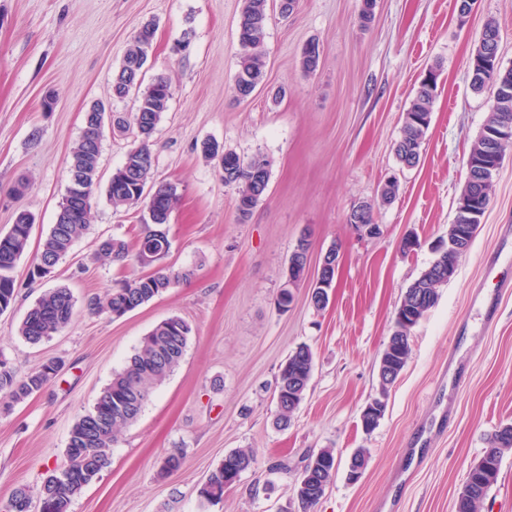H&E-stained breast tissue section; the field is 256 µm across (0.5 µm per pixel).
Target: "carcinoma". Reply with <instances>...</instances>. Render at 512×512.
<instances>
[{"mask_svg":"<svg viewBox=\"0 0 512 512\" xmlns=\"http://www.w3.org/2000/svg\"><path fill=\"white\" fill-rule=\"evenodd\" d=\"M268 0H244L240 16L238 43L239 70L235 76L234 91L244 94L256 89L264 77L262 48L266 37ZM481 35L492 41L478 44L470 57L469 69L474 74L472 86L481 90L493 88L496 104L490 109L483 131L470 150L468 159L482 161L489 156L504 155L508 140L493 142L488 131L497 126L512 127V68L486 71L487 60L493 57L491 49L498 48L499 31L495 22H487ZM155 30L133 35L123 64L112 81V96L125 99L135 95L136 112L130 118L108 117L105 112L85 113V127L70 152L68 173H76L82 191L66 189L58 203L56 222L43 240L38 262L30 271L32 279L51 274L55 266L71 250L74 242L89 228L93 200L99 187V160L106 123L123 130L136 129V139L126 154L124 163L112 171L106 196L113 208L119 209L144 202L147 189L157 190L151 209H142L140 223L144 232L134 243L108 238L99 247L100 256L117 262H134L148 267L162 259L170 250L167 234L158 227L169 223L173 206L178 202L177 187L154 179L156 158L151 141L167 111L173 92L169 81L159 75L143 84L145 66L152 48ZM435 85L423 84L405 113L402 136L395 146V157L404 167H415L420 162L421 144L431 122V103ZM203 155L217 160V172L224 184L236 188L238 211L245 220L266 193L269 183V161L257 154L245 160L232 150L219 155L216 143L206 141L201 146ZM470 173L465 192L488 208L493 187V175L477 167ZM35 217L32 213H17L9 230L0 233V313L15 301L16 280L13 272L29 245ZM463 251L448 250L426 269L408 288L401 305L422 315L437 302L439 290L448 283V269L457 268ZM191 272L171 274L159 267L121 281L102 296L92 297L87 308L121 318L156 296L174 287ZM75 300L66 287L43 293L27 312L18 327L19 334L31 343L60 332L72 321ZM412 327L400 325L393 330L378 366L379 396L376 414L364 422L365 431H372L386 407L389 388L397 381L411 352ZM192 333L191 325L178 316L156 325L141 340L139 348L125 367L116 373L103 389L93 408L81 416L69 431L66 448L67 462L54 471L43 483L36 512H68L74 495L98 478L110 465V449L120 429L135 421L153 388L181 361ZM313 352L301 344L288 355V367L280 371L276 397V424L287 426L302 403L312 370ZM58 362L51 360L40 369L24 376L16 375L9 362L0 357V392L20 402L40 391L57 373ZM489 448L474 463L454 498V512H478L491 487L496 483L504 451L512 450V424L497 428L488 439ZM256 458L250 450H237L224 456V461L198 488V496L207 501H219L224 490L236 484L242 474L254 468ZM336 455L332 448H321L302 457L296 479L295 497L301 512L309 509L323 496L336 470ZM13 512H31V499L23 488L16 489L8 500Z\"/></svg>","mask_w":512,"mask_h":512,"instance_id":"cac0c4a2","label":"carcinoma"}]
</instances>
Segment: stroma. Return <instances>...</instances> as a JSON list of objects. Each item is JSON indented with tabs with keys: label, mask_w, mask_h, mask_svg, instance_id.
<instances>
[{
	"label": "stroma",
	"mask_w": 512,
	"mask_h": 512,
	"mask_svg": "<svg viewBox=\"0 0 512 512\" xmlns=\"http://www.w3.org/2000/svg\"><path fill=\"white\" fill-rule=\"evenodd\" d=\"M243 0H0V233L18 211L34 214L27 252L14 276L17 297L0 313V354L18 375L49 359L58 373L20 402L0 393V503L19 487L38 498L64 461L72 425L92 409L143 336L178 316L192 334L175 370L139 417L122 429L111 463L75 495L70 512H297L302 456L332 448L338 467L312 512H454V496L489 435L512 423V145L493 181L490 205L455 276L411 331L407 365L390 388L373 431L362 408L378 394V365L407 288L435 260L465 185L466 162L492 104L475 91L469 59L487 21L499 30L498 58L512 68V0H375L361 23V0H298L294 12L270 8L265 78L238 98V23ZM148 21L156 32L147 77L165 75L173 97L154 135L155 177L176 185L160 265L189 280L114 319L86 301L141 271L100 262L103 239L133 241L138 209L113 210L97 191L93 219L47 277L29 270L55 222L67 185L70 149L90 104L130 115L134 97H112V78L131 36ZM187 51H179L182 41ZM320 46L316 70L301 53ZM438 72L431 123L419 165L401 167L393 146L429 69ZM53 94V111L40 109ZM39 138H32V131ZM214 141L242 158L270 162L268 189L247 221L201 145ZM397 179L399 193L379 191ZM20 196L8 190L18 182ZM374 206L381 233L360 238L347 222L353 206ZM413 236L418 247L406 251ZM311 244L306 277L288 308L277 304L289 257ZM338 250L324 309L310 301L320 261ZM68 287L72 323L37 344L18 325L46 290ZM314 355L307 393L289 427L274 425L275 380L299 344ZM253 450L257 463L216 503L198 488L224 456ZM367 467L357 481L348 462ZM181 451V468L161 473ZM287 461L285 473L272 464Z\"/></svg>",
	"instance_id": "obj_1"
}]
</instances>
